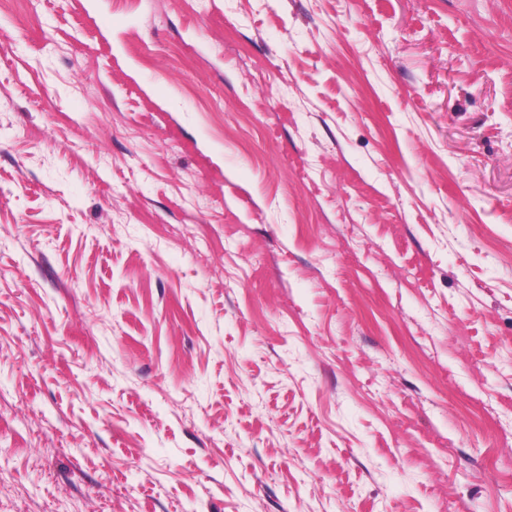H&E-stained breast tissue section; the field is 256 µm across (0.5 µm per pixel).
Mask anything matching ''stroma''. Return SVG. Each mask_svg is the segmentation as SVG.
Segmentation results:
<instances>
[{
	"label": "stroma",
	"instance_id": "1",
	"mask_svg": "<svg viewBox=\"0 0 512 512\" xmlns=\"http://www.w3.org/2000/svg\"><path fill=\"white\" fill-rule=\"evenodd\" d=\"M0 9V512H512V0Z\"/></svg>",
	"mask_w": 512,
	"mask_h": 512
}]
</instances>
